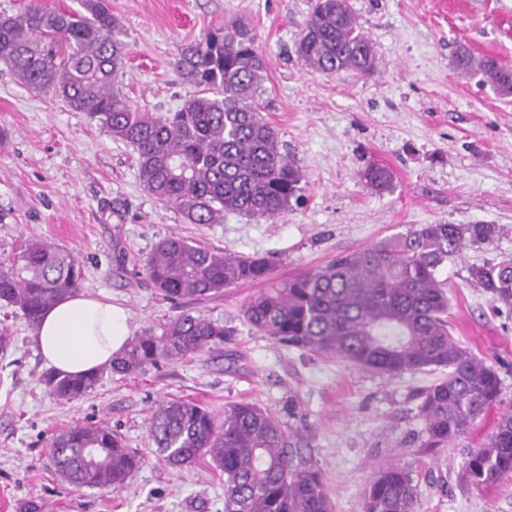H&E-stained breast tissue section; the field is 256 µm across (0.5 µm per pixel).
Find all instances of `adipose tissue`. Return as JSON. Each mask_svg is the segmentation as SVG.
<instances>
[{
    "label": "adipose tissue",
    "instance_id": "adipose-tissue-1",
    "mask_svg": "<svg viewBox=\"0 0 512 512\" xmlns=\"http://www.w3.org/2000/svg\"><path fill=\"white\" fill-rule=\"evenodd\" d=\"M131 333L124 307L82 292L65 297L44 314L35 343L46 365L66 376L110 365Z\"/></svg>",
    "mask_w": 512,
    "mask_h": 512
}]
</instances>
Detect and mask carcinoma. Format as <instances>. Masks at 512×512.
<instances>
[{"instance_id":"obj_1","label":"carcinoma","mask_w":512,"mask_h":512,"mask_svg":"<svg viewBox=\"0 0 512 512\" xmlns=\"http://www.w3.org/2000/svg\"><path fill=\"white\" fill-rule=\"evenodd\" d=\"M86 13L30 6L0 14V54L27 87L53 91L75 112H86L113 140L132 148L140 179L159 202L188 224H213L226 212L275 221L299 199L302 172L281 152L278 133L255 104L265 58L253 30L233 22L184 46L175 60L183 80L197 88L176 112H147L115 89L125 45L103 0H84ZM296 53L322 74H368L375 50L359 30L348 0H316ZM459 70L512 95V66L496 56L463 51ZM371 191L391 188L393 174L372 164L359 172ZM495 224H420L367 248L336 256L328 265L273 284L243 310L247 322L279 343L335 354L366 370L397 375L446 369L422 393L423 447L446 448L497 400L493 366L453 339L441 268L465 249L494 244ZM143 272L169 299L203 300L240 283L272 279L263 257L230 255L184 237L162 239ZM84 274L67 248L41 239L24 243L0 266V302L22 311L36 328L45 311L78 293ZM470 283L491 300L512 305V260L469 268ZM232 329L203 314L184 312L156 334L149 327L112 358L110 370L134 376L163 361L210 353ZM98 373L50 375L61 400L85 395ZM158 460L188 468L204 457L224 473V512H334L321 471L300 436L255 403L224 407L217 418L189 400L161 402L149 421ZM51 464L68 487L110 491L126 487L142 458L107 426L76 425L57 434ZM512 475V414L503 415L483 447L464 461L461 479L483 489ZM362 512H419L410 472L379 469L365 491Z\"/></svg>"}]
</instances>
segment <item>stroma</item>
<instances>
[{"mask_svg":"<svg viewBox=\"0 0 512 512\" xmlns=\"http://www.w3.org/2000/svg\"><path fill=\"white\" fill-rule=\"evenodd\" d=\"M119 22L127 62L117 89L149 112H174L197 89L171 62L187 44L237 20L250 24L266 59L256 102L282 150L300 167L302 197L276 222L225 213L188 224L143 186L136 156L87 113L22 84L0 60V262L32 237L61 245L84 269L82 289L110 296L133 335L189 311L224 321L221 350L162 363L129 377L102 369L96 386L63 402L49 391L34 329L0 305L13 345L0 356V500L46 512H224V475L210 460L175 469L159 462L148 422L159 402L193 400L223 414L256 402L284 429H305L335 512H361L375 472L409 470L420 512H512V476L477 490L460 481L468 451L512 413V307L468 282L470 266L512 259V96L452 64L459 47L512 62V0H348L374 44L371 75L308 72L296 43L314 0H105ZM389 167L391 191L364 187L369 163ZM496 224L493 246L467 249L441 272L452 337L498 372L497 401L447 449L423 448L419 404L439 372L389 375L339 356L292 349L245 323L258 284L205 300L170 301L144 278V261L177 234L229 254L269 259L285 280L419 224ZM107 424L143 459L126 488L75 491L54 473L48 449L75 424Z\"/></svg>","mask_w":512,"mask_h":512,"instance_id":"1","label":"stroma"}]
</instances>
